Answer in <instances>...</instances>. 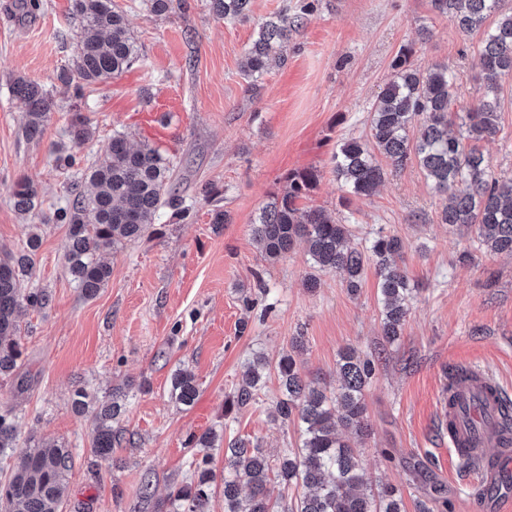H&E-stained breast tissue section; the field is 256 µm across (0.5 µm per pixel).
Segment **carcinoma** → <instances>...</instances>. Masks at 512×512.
<instances>
[{
  "mask_svg": "<svg viewBox=\"0 0 512 512\" xmlns=\"http://www.w3.org/2000/svg\"><path fill=\"white\" fill-rule=\"evenodd\" d=\"M252 0H209L212 13L232 21L251 11ZM435 8L450 13L464 33L483 31L477 46L479 97L461 112L449 110L455 74L446 65L421 67L412 60V48H403L392 65L393 74L371 109L372 142L351 138L336 148V179L350 193L371 197L391 171L416 164L438 195H449L441 223L474 234L491 255L512 256V178L495 176L489 162L465 141L491 140L498 135L503 79L512 76V10L503 0H434ZM73 14L81 20L75 55L62 69L61 80L79 101L85 88L121 76L139 59L124 10L112 0H71ZM303 22L300 15L279 13L260 28L248 49L244 75L254 77L269 66L276 49ZM13 92L26 103L23 132L29 140L43 138L54 107L52 95L42 86L17 78ZM72 147L92 137L90 119L77 103L68 118ZM389 162L384 168L375 153ZM319 180L307 169L286 176L281 194L262 209L252 225L253 240L264 258L275 262L297 241L307 244L313 267L335 269L348 291L361 286L368 263L375 265L382 305L381 334L393 342L402 335L415 288L396 261L402 244L395 235L379 231L366 251L347 246L349 225L341 224L322 209L302 210L297 201ZM82 182L92 191L76 192L72 202L57 208L50 220L66 226L69 239L65 266L78 288L96 295L112 276L103 254L144 235L155 224L164 204L187 212L174 177V164L160 150L143 143L130 146L123 132L112 135L104 155L82 170ZM14 208L21 214H38L37 187L19 178L10 187ZM40 235H29L26 247L0 256V378L20 367L23 355L18 339V314L47 304V296L24 288L31 279ZM270 363L255 353L245 362L244 380L225 396L224 414L247 406L264 385ZM281 395L274 419L298 424L300 444L286 448L270 461L259 443L236 439L224 449V512H402L398 489L374 484L367 478L357 440L369 434L364 392L375 374V360L354 348L340 352L334 390L315 386L303 378L295 358L288 354L275 365ZM197 386L192 375L175 374L172 397L182 405L193 402ZM125 411L117 394L99 405L94 418L92 452L112 455L117 432L114 423ZM19 422L0 414V452L17 447ZM205 455L196 463L189 482L175 486L169 495L170 512H210L216 472ZM70 470V453L58 444L37 443L19 451L9 479L0 482V507L4 512H58ZM285 492L272 498L271 483ZM302 489L296 495L288 490Z\"/></svg>",
  "mask_w": 512,
  "mask_h": 512,
  "instance_id": "cac0c4a2",
  "label": "carcinoma"
}]
</instances>
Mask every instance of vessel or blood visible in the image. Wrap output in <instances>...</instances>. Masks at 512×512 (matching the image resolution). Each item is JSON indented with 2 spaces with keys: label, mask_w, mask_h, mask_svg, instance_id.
<instances>
[{
  "label": "vessel or blood",
  "mask_w": 512,
  "mask_h": 512,
  "mask_svg": "<svg viewBox=\"0 0 512 512\" xmlns=\"http://www.w3.org/2000/svg\"><path fill=\"white\" fill-rule=\"evenodd\" d=\"M499 384L471 366L460 381H449L446 397L448 445L468 462L484 492H492L503 470L512 467V445L499 434L502 415Z\"/></svg>",
  "instance_id": "1"
}]
</instances>
